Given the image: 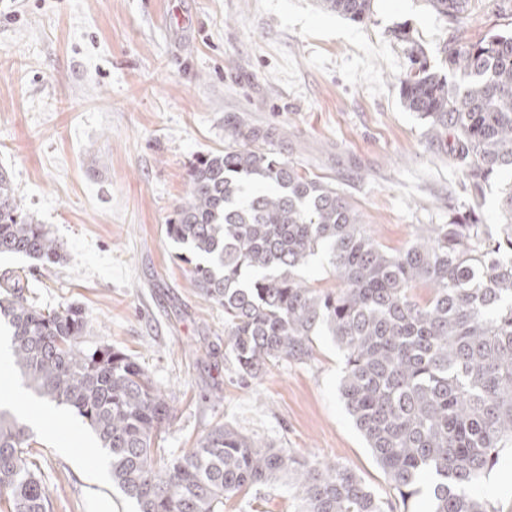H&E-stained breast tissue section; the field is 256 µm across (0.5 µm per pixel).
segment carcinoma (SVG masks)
Listing matches in <instances>:
<instances>
[{
    "instance_id": "carcinoma-1",
    "label": "carcinoma",
    "mask_w": 512,
    "mask_h": 512,
    "mask_svg": "<svg viewBox=\"0 0 512 512\" xmlns=\"http://www.w3.org/2000/svg\"><path fill=\"white\" fill-rule=\"evenodd\" d=\"M357 22L373 0H319ZM450 22L467 0H427ZM415 67L400 80L403 103L449 131L461 189L477 203L490 179L512 170V32L442 46L448 74L428 66L406 30ZM244 141L197 160L167 237L193 255L197 288L224 308V335L239 378L273 362L303 363L324 330L345 357L340 394L403 504L429 488V512H497L474 489L512 444V182L500 191L497 233L470 207L447 224H422L390 253L368 234L336 187L265 147L269 133L235 130ZM61 244L23 212L0 168V256L58 262ZM324 250L336 289L300 276ZM425 284L421 302L412 290ZM0 320L13 363L43 400L85 420L110 459L112 483L137 512H224L243 490L286 479L297 512H385L349 466L309 461L219 425L198 446L155 464L156 439L171 417L164 392L127 353L85 339L83 310H44L23 277L0 283ZM30 435L0 406V492L8 512H50L30 460Z\"/></svg>"
}]
</instances>
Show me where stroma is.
<instances>
[{"mask_svg": "<svg viewBox=\"0 0 512 512\" xmlns=\"http://www.w3.org/2000/svg\"><path fill=\"white\" fill-rule=\"evenodd\" d=\"M408 30L440 69L439 50L512 29L490 0L455 27L427 0H374L357 23L318 0H0V167L25 213L50 228L59 263L0 257L25 272L43 307H81L87 338L140 363L174 408L157 463L219 425L323 463L349 465L390 512H427L395 497L339 387L344 367L319 332L304 364L241 381L225 354L224 311L196 288L164 228L198 157L239 147L236 126L272 129L278 157L345 194L369 234L404 249L419 224H444L460 173L443 140L403 104ZM11 411L33 436L51 512H135L112 484L82 419L36 397L16 372ZM512 448L477 492L512 512ZM282 482L242 492L224 512H294Z\"/></svg>", "mask_w": 512, "mask_h": 512, "instance_id": "stroma-1", "label": "stroma"}]
</instances>
